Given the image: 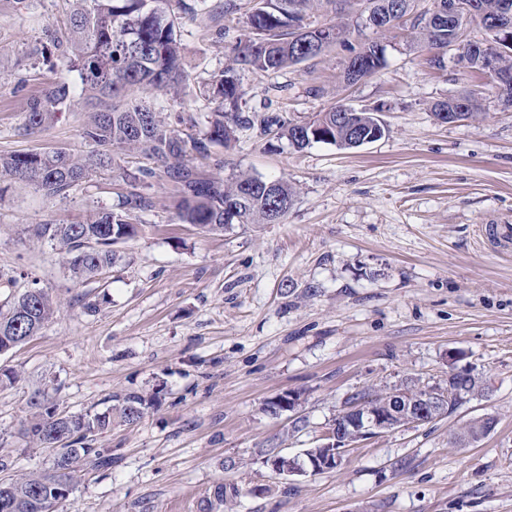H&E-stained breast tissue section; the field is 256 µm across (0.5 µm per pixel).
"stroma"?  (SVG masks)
I'll list each match as a JSON object with an SVG mask.
<instances>
[{
	"label": "stroma",
	"mask_w": 512,
	"mask_h": 512,
	"mask_svg": "<svg viewBox=\"0 0 512 512\" xmlns=\"http://www.w3.org/2000/svg\"><path fill=\"white\" fill-rule=\"evenodd\" d=\"M184 18L187 78L177 94H145L162 114L187 112L200 134L211 116L210 74L228 62L248 0H208ZM75 0H0V154L63 148L89 156V112L76 74L48 34L63 31ZM381 39L386 65L347 87L349 49ZM408 29H364L348 45L288 69L243 73L244 113L300 121L342 101L379 109L380 139L341 151L295 150L260 129L215 146L207 174L284 177L297 189L280 224H233L202 235L178 223L164 179L140 188L150 201L135 238L115 244L112 268L74 279L39 224L85 221L116 208L122 172L94 173L64 199L0 181V305L31 283L59 303L51 322L0 355V458L14 474L50 471L53 453L24 433L28 400L44 395L67 414L101 412L129 392L151 401L136 424L113 422L95 447L112 467H85L55 512H512V250L480 236L512 222V110L484 74L443 67ZM66 80L72 104L24 134L29 97ZM477 93L485 119L450 126L432 105ZM474 367L485 396L451 415L371 438L337 468L284 479L264 463L274 448L297 457L345 398L400 382H446L448 357ZM295 391L292 412L267 403ZM493 431L460 444L471 420ZM238 493L208 510L217 485Z\"/></svg>",
	"instance_id": "stroma-1"
}]
</instances>
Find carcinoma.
<instances>
[{
  "mask_svg": "<svg viewBox=\"0 0 512 512\" xmlns=\"http://www.w3.org/2000/svg\"><path fill=\"white\" fill-rule=\"evenodd\" d=\"M512 0H477L485 18L494 19ZM69 33L56 38L67 70L76 72L89 100H114L112 107L93 113L82 135L93 142L96 154L81 158L65 149L0 155V178L28 182L49 199H63L97 169L121 168L120 155L137 153L152 161L134 171H123L130 191L121 196L117 209L98 210L83 223L46 222L36 234L60 244L68 258V270L76 279L95 276L114 263L111 246L133 237L139 213L149 201L137 187L164 177L178 197L176 216L203 233L226 229L224 203L238 204V224H269L274 215L284 219L296 196V188L283 178L262 179L248 174L226 179L207 177L185 163L193 156L207 160L216 145L227 146L239 130L258 127L264 133L285 138L296 150L315 142L345 149L350 139L347 126L337 120L345 104L336 103L315 118L325 125L323 137L308 141L298 136L304 123L278 116L246 115L239 111L244 95L241 73L279 71L318 58L336 44L349 42L351 24L345 21L321 23L314 18L318 0H250L252 6L246 29L230 46L231 64L212 75L208 97L215 102L206 130L184 138L177 126L192 120L182 113L162 117L143 100L149 92H175L185 79L182 67L180 21L170 10L171 0H76ZM364 10L356 26L369 15L392 14L396 26L406 23L417 0H363ZM434 8L415 16L411 38L430 49L446 50L464 42L463 31L442 8L448 0H433ZM323 26L335 33L328 44L295 38L297 30ZM351 59L360 66L381 69L385 46L367 52L362 46ZM70 105L69 84L58 81L53 88L33 96L27 103L24 130L30 134L54 120ZM57 303L42 288L31 287L14 297L0 312V349H13L36 335L52 318ZM33 410L28 433L40 446L54 453L52 470L29 474L0 485V500L8 510L0 512H53L55 504L72 493L80 479L79 465L89 460L99 469L112 467V455L92 447L90 437L112 427V417L133 424L143 417L146 402L136 394L121 398L116 409L101 413L68 415L44 407L39 394L28 401Z\"/></svg>",
  "mask_w": 512,
  "mask_h": 512,
  "instance_id": "cac0c4a2",
  "label": "carcinoma"
}]
</instances>
